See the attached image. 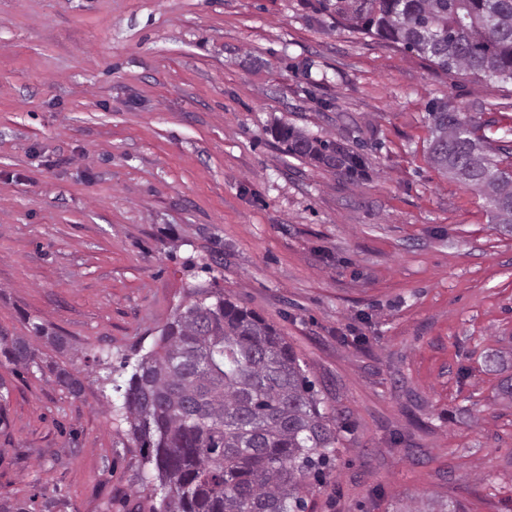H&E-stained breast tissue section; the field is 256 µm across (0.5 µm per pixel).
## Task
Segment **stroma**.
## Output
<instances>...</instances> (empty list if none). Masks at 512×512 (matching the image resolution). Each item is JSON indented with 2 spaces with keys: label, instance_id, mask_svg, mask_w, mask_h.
Returning <instances> with one entry per match:
<instances>
[{
  "label": "stroma",
  "instance_id": "stroma-1",
  "mask_svg": "<svg viewBox=\"0 0 512 512\" xmlns=\"http://www.w3.org/2000/svg\"><path fill=\"white\" fill-rule=\"evenodd\" d=\"M435 99L512 141L511 82L318 0H0V330L66 340L41 373L0 355V512H153L104 377L197 288L273 325L340 416L307 512H512V236L429 164ZM282 123L363 168L285 153Z\"/></svg>",
  "mask_w": 512,
  "mask_h": 512
}]
</instances>
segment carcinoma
Wrapping results in <instances>:
<instances>
[{"label":"carcinoma","mask_w":512,"mask_h":512,"mask_svg":"<svg viewBox=\"0 0 512 512\" xmlns=\"http://www.w3.org/2000/svg\"><path fill=\"white\" fill-rule=\"evenodd\" d=\"M336 23L401 45L441 72L512 82V0H323ZM430 162L481 193L512 234V158L490 146L470 113L433 100L426 106ZM276 139L301 157L352 175L359 154L281 124ZM35 335L0 331V353L19 369H41L36 342L64 346L39 324ZM55 383L72 395L81 380L66 368ZM113 390L129 432L162 493L160 512H306L307 478L330 465L338 417L321 399L278 330L254 312L200 289L161 329Z\"/></svg>","instance_id":"carcinoma-1"}]
</instances>
